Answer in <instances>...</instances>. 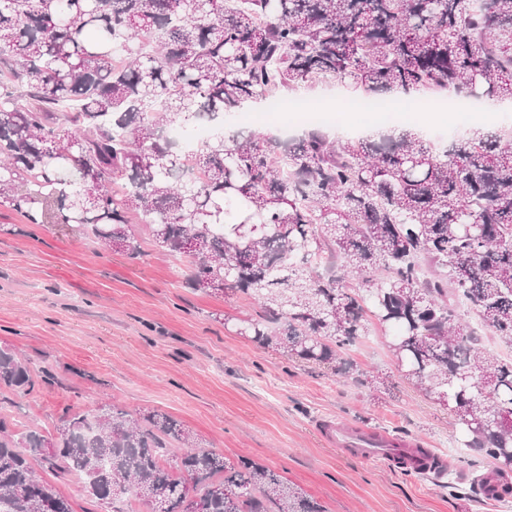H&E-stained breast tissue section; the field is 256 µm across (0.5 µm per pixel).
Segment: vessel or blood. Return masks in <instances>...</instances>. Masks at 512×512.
I'll return each instance as SVG.
<instances>
[{
	"label": "vessel or blood",
	"instance_id": "vessel-or-blood-1",
	"mask_svg": "<svg viewBox=\"0 0 512 512\" xmlns=\"http://www.w3.org/2000/svg\"><path fill=\"white\" fill-rule=\"evenodd\" d=\"M323 437L344 452L362 458L371 459L377 449L397 446L403 470L427 473L434 469L438 459L431 449L420 447L418 441L406 440L394 442L389 435L369 427L349 423H328L320 429Z\"/></svg>",
	"mask_w": 512,
	"mask_h": 512
}]
</instances>
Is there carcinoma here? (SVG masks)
I'll use <instances>...</instances> for the list:
<instances>
[{
    "label": "carcinoma",
    "mask_w": 512,
    "mask_h": 512,
    "mask_svg": "<svg viewBox=\"0 0 512 512\" xmlns=\"http://www.w3.org/2000/svg\"><path fill=\"white\" fill-rule=\"evenodd\" d=\"M452 91L512 102V0H0V207L142 256L130 217L186 259V284L258 306L237 332L301 362L343 358L373 325L401 377L448 408L471 469L512 472V141L464 131L281 142L224 132L271 92ZM209 122L190 158L161 131ZM385 272L351 288L318 270ZM435 273L426 278L419 260ZM0 349V389L28 394ZM0 414V512H73L40 465L103 504L157 512H325L249 459L199 448L166 414L100 407L51 433Z\"/></svg>",
    "instance_id": "1"
}]
</instances>
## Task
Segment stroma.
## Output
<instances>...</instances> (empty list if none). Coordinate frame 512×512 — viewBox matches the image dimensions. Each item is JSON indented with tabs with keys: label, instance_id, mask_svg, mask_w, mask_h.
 Listing matches in <instances>:
<instances>
[{
	"label": "stroma",
	"instance_id": "stroma-1",
	"mask_svg": "<svg viewBox=\"0 0 512 512\" xmlns=\"http://www.w3.org/2000/svg\"><path fill=\"white\" fill-rule=\"evenodd\" d=\"M138 234L143 254L131 260L79 230L0 208V347L37 375L27 395L0 392V412L42 429L104 405L162 412L199 447L269 467L324 512H504L463 494L475 476L468 467L449 470L441 488L326 443L320 422L348 421L405 430L449 461L462 456L452 416L400 377L382 332L348 353L353 374L289 359L237 334L256 305L188 288L185 261L146 227ZM377 374L386 386L373 384Z\"/></svg>",
	"mask_w": 512,
	"mask_h": 512
}]
</instances>
